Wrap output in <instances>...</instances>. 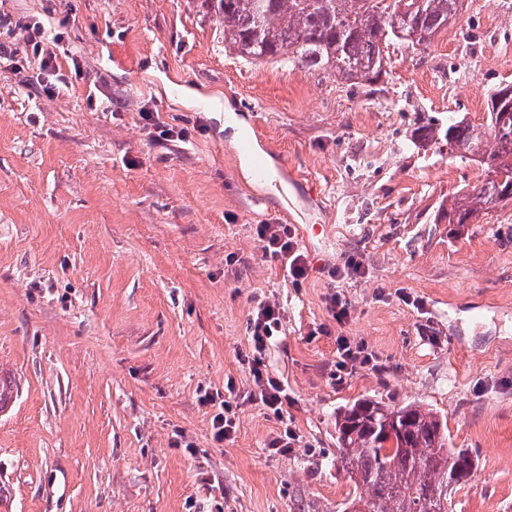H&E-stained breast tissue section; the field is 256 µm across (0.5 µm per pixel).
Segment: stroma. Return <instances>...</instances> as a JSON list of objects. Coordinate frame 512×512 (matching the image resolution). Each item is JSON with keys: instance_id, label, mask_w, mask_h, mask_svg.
Masks as SVG:
<instances>
[{"instance_id": "obj_1", "label": "stroma", "mask_w": 512, "mask_h": 512, "mask_svg": "<svg viewBox=\"0 0 512 512\" xmlns=\"http://www.w3.org/2000/svg\"><path fill=\"white\" fill-rule=\"evenodd\" d=\"M0 13L39 23L63 76L50 93L39 59L0 60V512H344L335 420L362 398L423 403L477 454L449 512H512V205L448 223L449 196L486 172L410 142L433 116L483 123L512 85V0H464L428 50L390 47L372 86L244 61L201 0ZM226 103L262 133L254 152L274 146L268 181L245 168ZM145 109L189 141L153 145ZM259 224L294 226L304 282L263 258ZM352 253L364 275L330 281ZM260 301L284 311L265 354L299 435L283 454L262 406L218 443L198 401L252 388L239 356ZM340 334L380 369L332 379Z\"/></svg>"}]
</instances>
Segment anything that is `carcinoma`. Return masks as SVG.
I'll return each instance as SVG.
<instances>
[{
    "label": "carcinoma",
    "mask_w": 512,
    "mask_h": 512,
    "mask_svg": "<svg viewBox=\"0 0 512 512\" xmlns=\"http://www.w3.org/2000/svg\"><path fill=\"white\" fill-rule=\"evenodd\" d=\"M224 24V48L248 62L286 60L331 71L360 85L376 83L394 43L427 47L456 22L460 0H202ZM483 124L466 117L431 118L412 143L452 145L486 178L452 197L448 213L471 223L504 207L512 187V121L500 124L495 102ZM336 468L354 483L353 509L448 512V491L470 478L478 457L448 446L447 422L417 402L397 407L362 399L336 418Z\"/></svg>",
    "instance_id": "1"
}]
</instances>
